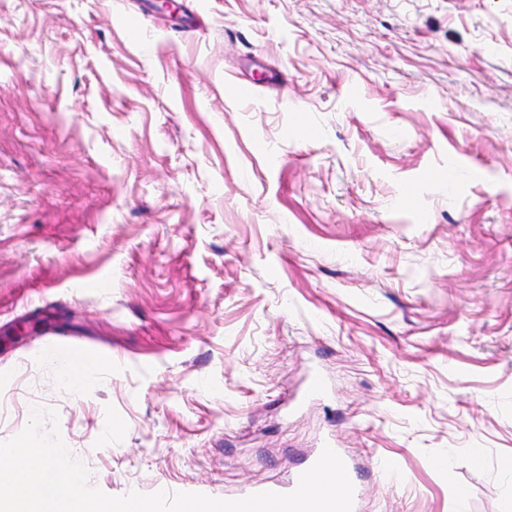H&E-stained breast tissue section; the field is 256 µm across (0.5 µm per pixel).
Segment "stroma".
I'll return each mask as SVG.
<instances>
[{
  "instance_id": "35a3bbf8",
  "label": "stroma",
  "mask_w": 512,
  "mask_h": 512,
  "mask_svg": "<svg viewBox=\"0 0 512 512\" xmlns=\"http://www.w3.org/2000/svg\"><path fill=\"white\" fill-rule=\"evenodd\" d=\"M177 2L0 0V442L221 498L330 439L360 512H505L512 0ZM52 364L57 376L77 393H83L94 387L97 374L103 368L100 362L84 365L82 369H78L66 358H55Z\"/></svg>"
}]
</instances>
